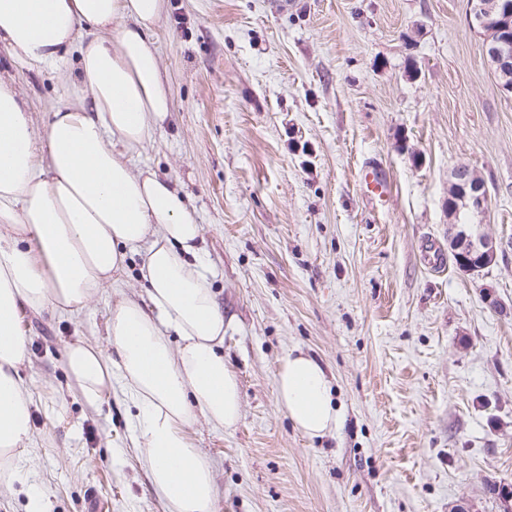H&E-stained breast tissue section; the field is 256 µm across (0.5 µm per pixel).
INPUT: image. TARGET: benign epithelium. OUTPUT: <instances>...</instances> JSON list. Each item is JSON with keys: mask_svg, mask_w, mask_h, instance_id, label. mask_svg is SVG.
<instances>
[{"mask_svg": "<svg viewBox=\"0 0 512 512\" xmlns=\"http://www.w3.org/2000/svg\"><path fill=\"white\" fill-rule=\"evenodd\" d=\"M494 10V0H472L470 23L484 33L488 61L503 74L512 69V58L505 53V48L512 41V25L493 22L491 13ZM488 207L489 197L483 179L466 166L456 167L448 189V246L458 265L465 270H482L497 261L496 243L485 236L473 237L458 219L464 210L481 214Z\"/></svg>", "mask_w": 512, "mask_h": 512, "instance_id": "obj_1", "label": "benign epithelium"}]
</instances>
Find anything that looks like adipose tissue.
<instances>
[{
    "label": "adipose tissue",
    "mask_w": 512,
    "mask_h": 512,
    "mask_svg": "<svg viewBox=\"0 0 512 512\" xmlns=\"http://www.w3.org/2000/svg\"><path fill=\"white\" fill-rule=\"evenodd\" d=\"M164 10L165 0H0L11 62L41 71L72 51L79 62L76 89L49 108L40 140L25 102L0 80V479L25 482L19 463L33 440L34 394L20 374L24 315L84 312L138 255L145 302L111 308L104 345L66 346L69 389L91 409L114 393L132 403L133 432L167 512H215L213 468L188 428L201 417L230 430L241 415L222 352L224 312L183 196L131 166L171 110L152 38ZM274 385L300 432L336 430L340 413L315 359L289 352Z\"/></svg>",
    "instance_id": "1"
}]
</instances>
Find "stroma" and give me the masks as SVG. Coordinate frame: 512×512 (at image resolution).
I'll list each match as a JSON object with an SVG mask.
<instances>
[{"label": "stroma", "mask_w": 512, "mask_h": 512, "mask_svg": "<svg viewBox=\"0 0 512 512\" xmlns=\"http://www.w3.org/2000/svg\"><path fill=\"white\" fill-rule=\"evenodd\" d=\"M469 11V0H166L154 40L172 110L131 164L187 196L224 309L241 418L189 429L213 466L216 512H501L488 486L512 487V93ZM0 77L40 136L76 59ZM366 165L387 173L386 201L362 194ZM458 166L490 200L473 234L499 247L478 272L448 246ZM140 263L127 259L80 317L23 319L21 375L36 394L27 470L47 512H88L92 495L109 512H167L133 406L88 409L63 366L70 342L104 344L121 295H142ZM295 349L324 367L342 416L320 438L276 402Z\"/></svg>", "instance_id": "stroma-1"}]
</instances>
